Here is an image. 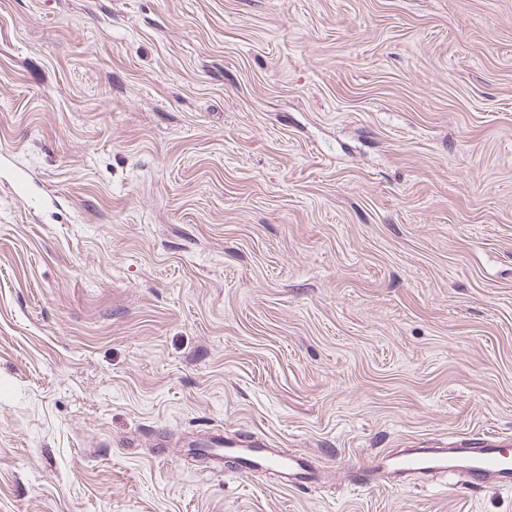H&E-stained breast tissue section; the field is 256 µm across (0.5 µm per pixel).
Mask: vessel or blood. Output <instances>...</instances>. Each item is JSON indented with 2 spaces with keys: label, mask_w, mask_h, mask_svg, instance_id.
Returning a JSON list of instances; mask_svg holds the SVG:
<instances>
[{
  "label": "vessel or blood",
  "mask_w": 512,
  "mask_h": 512,
  "mask_svg": "<svg viewBox=\"0 0 512 512\" xmlns=\"http://www.w3.org/2000/svg\"><path fill=\"white\" fill-rule=\"evenodd\" d=\"M503 436L486 434L462 439L454 448H412L397 455L382 454L363 470L362 483L381 484L385 473L442 472L461 474L469 486L492 484L512 487V456L505 453ZM215 471H223L225 459H234L237 470L249 474L260 470L279 473L290 485L310 487L318 483L321 471L311 456L273 447L259 437L227 438L216 435L208 451Z\"/></svg>",
  "instance_id": "vessel-or-blood-1"
}]
</instances>
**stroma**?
I'll return each mask as SVG.
<instances>
[{
	"instance_id": "35a3bbf8",
	"label": "stroma",
	"mask_w": 512,
	"mask_h": 512,
	"mask_svg": "<svg viewBox=\"0 0 512 512\" xmlns=\"http://www.w3.org/2000/svg\"><path fill=\"white\" fill-rule=\"evenodd\" d=\"M216 429L320 484L212 473ZM486 431L512 0H0V512H512L352 482Z\"/></svg>"
}]
</instances>
